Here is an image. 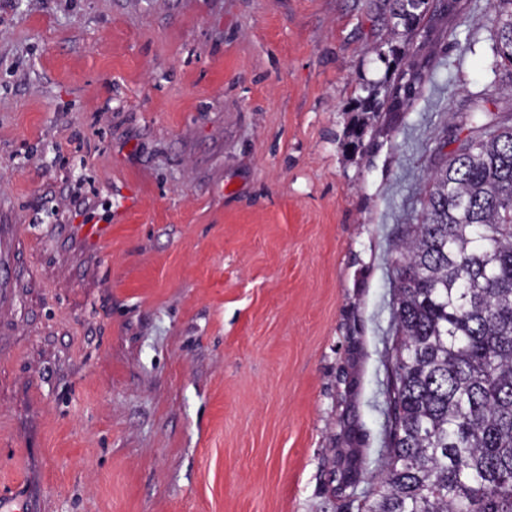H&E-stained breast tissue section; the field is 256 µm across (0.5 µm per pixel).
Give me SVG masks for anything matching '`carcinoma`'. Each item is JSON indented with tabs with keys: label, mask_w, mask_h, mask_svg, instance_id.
Wrapping results in <instances>:
<instances>
[{
	"label": "carcinoma",
	"mask_w": 512,
	"mask_h": 512,
	"mask_svg": "<svg viewBox=\"0 0 512 512\" xmlns=\"http://www.w3.org/2000/svg\"><path fill=\"white\" fill-rule=\"evenodd\" d=\"M457 3L385 0L392 26L378 38L396 69L355 101L360 155L380 116L403 111L431 74L426 16L455 14ZM488 14L492 62L512 63V0H488ZM488 102L473 95L472 112L436 143L421 220L394 242L392 419L363 512H512V113L485 121ZM360 468L348 452L339 481Z\"/></svg>",
	"instance_id": "obj_1"
}]
</instances>
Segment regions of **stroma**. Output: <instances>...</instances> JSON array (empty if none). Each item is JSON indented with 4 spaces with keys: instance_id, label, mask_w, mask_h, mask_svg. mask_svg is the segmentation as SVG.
<instances>
[{
    "instance_id": "35a3bbf8",
    "label": "stroma",
    "mask_w": 512,
    "mask_h": 512,
    "mask_svg": "<svg viewBox=\"0 0 512 512\" xmlns=\"http://www.w3.org/2000/svg\"><path fill=\"white\" fill-rule=\"evenodd\" d=\"M381 4L0 0V497L358 512L385 454L395 229L450 114L482 89L512 112L493 23L451 15L432 78L350 154L349 108L387 74ZM361 463V460L350 449L346 455L338 459L337 469L333 472L335 475L336 472L339 473L340 483L352 484L354 481H357Z\"/></svg>"
}]
</instances>
